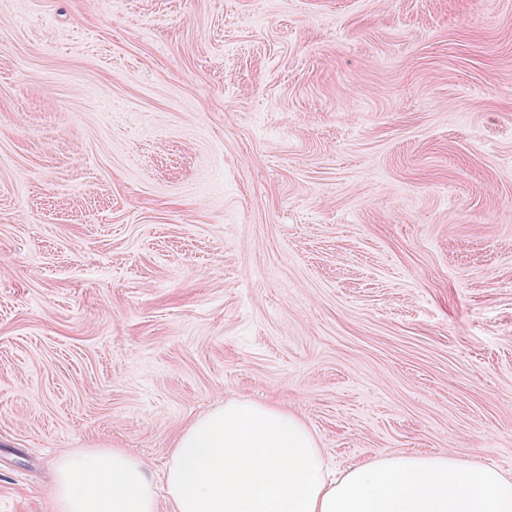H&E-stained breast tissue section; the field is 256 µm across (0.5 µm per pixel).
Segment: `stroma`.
Instances as JSON below:
<instances>
[{
    "mask_svg": "<svg viewBox=\"0 0 512 512\" xmlns=\"http://www.w3.org/2000/svg\"><path fill=\"white\" fill-rule=\"evenodd\" d=\"M231 399L512 471V0H0V512Z\"/></svg>",
    "mask_w": 512,
    "mask_h": 512,
    "instance_id": "stroma-1",
    "label": "stroma"
}]
</instances>
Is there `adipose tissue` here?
<instances>
[{
	"mask_svg": "<svg viewBox=\"0 0 512 512\" xmlns=\"http://www.w3.org/2000/svg\"><path fill=\"white\" fill-rule=\"evenodd\" d=\"M57 512H512V471L456 454H382L330 476L307 424L273 405L230 400L177 438L157 493L121 448L56 460Z\"/></svg>",
	"mask_w": 512,
	"mask_h": 512,
	"instance_id": "ef3b65f1",
	"label": "adipose tissue"
}]
</instances>
